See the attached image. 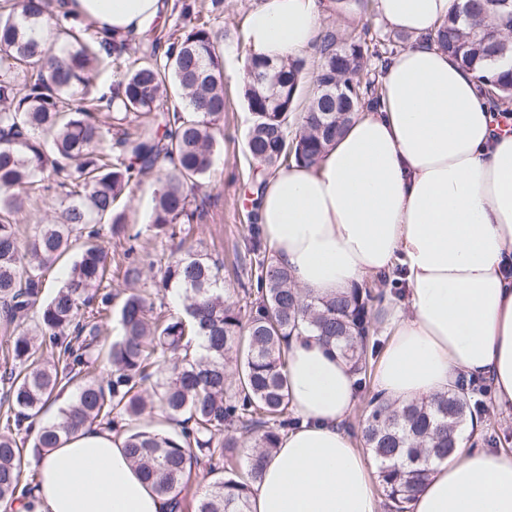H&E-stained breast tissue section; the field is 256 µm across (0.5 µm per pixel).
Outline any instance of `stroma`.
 Instances as JSON below:
<instances>
[{
	"instance_id": "obj_1",
	"label": "stroma",
	"mask_w": 512,
	"mask_h": 512,
	"mask_svg": "<svg viewBox=\"0 0 512 512\" xmlns=\"http://www.w3.org/2000/svg\"><path fill=\"white\" fill-rule=\"evenodd\" d=\"M190 2L208 19L213 30L223 34L225 96L224 117L220 122L221 133L214 164L199 197L205 216L195 230L193 243L213 257L223 259V286L231 292L237 287L235 254L243 249L251 224L249 196L245 192L250 168L246 149L250 114L240 75L248 45L246 19L255 0ZM157 186L156 175H148L142 183L131 187L127 197L129 223L143 228L140 256L144 263L143 281L147 284L159 279L161 267L165 266L175 248L174 242L146 227Z\"/></svg>"
}]
</instances>
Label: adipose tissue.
Here are the masks:
<instances>
[{"label": "adipose tissue", "instance_id": "obj_1", "mask_svg": "<svg viewBox=\"0 0 512 512\" xmlns=\"http://www.w3.org/2000/svg\"><path fill=\"white\" fill-rule=\"evenodd\" d=\"M173 0H65L84 22L135 42ZM462 0H376L379 20L411 36L382 68L378 105L359 109L312 165L291 164L255 201L275 260L314 298L349 292L401 266L405 306L384 302L388 340L373 375L409 401L487 380L512 407V115L490 111L471 71L431 36ZM353 0H256L254 53H315L325 12ZM298 418L267 458L251 512H378L369 455L345 423L357 401L349 364L318 336L288 348ZM124 437L81 430L36 457L39 484L11 512H169V498L127 459ZM408 512H512V452L458 443L434 464Z\"/></svg>", "mask_w": 512, "mask_h": 512}]
</instances>
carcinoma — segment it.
<instances>
[{
    "mask_svg": "<svg viewBox=\"0 0 512 512\" xmlns=\"http://www.w3.org/2000/svg\"><path fill=\"white\" fill-rule=\"evenodd\" d=\"M63 0H4L0 5V317L5 325L36 314L37 332L6 339L12 367L0 373L7 409L0 415V504L27 493L21 486L25 448L35 455L58 447L61 437L106 426L125 434L127 455L144 478L170 496L172 512H249L263 456L298 420L289 410L288 340L306 329L349 362L363 383L375 365L380 340L372 319L396 277L319 299L302 295L288 271L276 265L259 224L245 242V273L231 297L218 283L220 266L186 246L202 219L191 191L214 159L218 122L224 116L222 37L207 22L179 34H146L129 52L86 26L69 22ZM68 43L62 55L37 36L42 21ZM512 0H464L434 41L476 73L490 107L512 110V69L487 74L485 62L512 56ZM410 43L404 34L338 40L327 31L318 50L313 89L304 88L303 61H277L247 52L244 96L252 122L247 150L251 182L290 166L315 163L356 111L378 102L379 66ZM109 60L122 79L114 96L92 72ZM265 76L263 83L251 73ZM355 81L330 96L321 84ZM159 173L151 224L172 240L177 254L158 287L180 293L183 310L172 315L151 295L130 293L117 310L122 336L104 348L103 319L112 294L101 292L110 260L100 239L128 247L124 278L142 275L134 242L141 231L127 224L120 198L133 184ZM61 189L52 224H37L20 238L10 216L20 192ZM81 242L63 283L39 303L44 272ZM112 378L90 379L102 350ZM79 382L60 421L32 429V418L55 391ZM481 383L404 403L377 395L361 426L364 445L379 461L378 480L389 512H404L436 460L450 457L456 431L487 416ZM160 408L159 425L126 428ZM26 433L30 439H18ZM252 445L246 465L242 448ZM222 473L201 496L192 475Z\"/></svg>",
    "mask_w": 512,
    "mask_h": 512,
    "instance_id": "carcinoma-1",
    "label": "carcinoma"
}]
</instances>
